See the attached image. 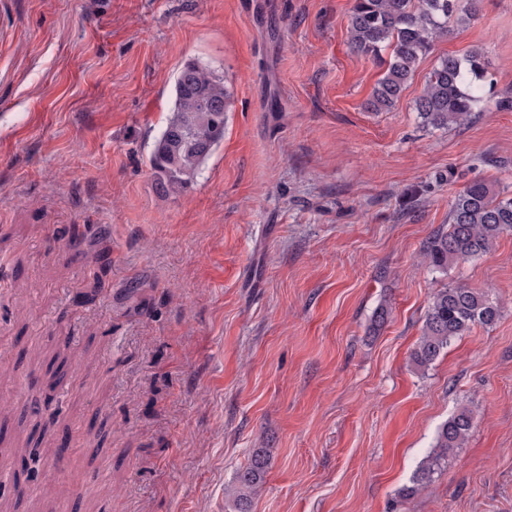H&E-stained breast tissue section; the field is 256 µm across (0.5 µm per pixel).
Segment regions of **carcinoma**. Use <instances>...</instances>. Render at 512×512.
<instances>
[{"label":"carcinoma","instance_id":"obj_1","mask_svg":"<svg viewBox=\"0 0 512 512\" xmlns=\"http://www.w3.org/2000/svg\"><path fill=\"white\" fill-rule=\"evenodd\" d=\"M457 12V0H354L348 23L350 47L383 71L365 102L368 111L388 112L396 106L421 60L448 38V18ZM481 59L478 50L439 58L415 100L423 125L460 127L482 111L486 71ZM171 98L169 115L149 156L155 190L165 197H177L190 188L224 140L217 126H227L234 90L224 72L190 60L175 73ZM212 100L224 102V111H206L204 103ZM508 232H512V194L505 187L474 180L455 197L448 230L434 234L422 263L446 274L448 266L489 252ZM499 316L500 308L482 289L463 284L435 289L410 354L413 365L427 369L453 340L477 325H493ZM473 426V411L467 407L448 418L438 429L434 448L419 461L411 485L400 489L399 497L409 500L429 483L448 463V452L464 447ZM268 464L266 449H254L235 474L229 512H251Z\"/></svg>","mask_w":512,"mask_h":512}]
</instances>
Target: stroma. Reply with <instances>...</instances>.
Returning a JSON list of instances; mask_svg holds the SVG:
<instances>
[{
	"instance_id": "obj_1",
	"label": "stroma",
	"mask_w": 512,
	"mask_h": 512,
	"mask_svg": "<svg viewBox=\"0 0 512 512\" xmlns=\"http://www.w3.org/2000/svg\"><path fill=\"white\" fill-rule=\"evenodd\" d=\"M352 6L0 0V512H228L256 448L252 512H512V232L444 275L420 262L465 185L512 187V0H483L378 113ZM473 49L483 112L423 126L438 58ZM191 60L223 70L234 104L167 198L148 159ZM445 283L500 317L420 371ZM463 406L466 445L401 500ZM268 464L269 455L266 449H254L247 463L235 474L231 499L227 506L229 512H251L252 502L265 481Z\"/></svg>"
}]
</instances>
